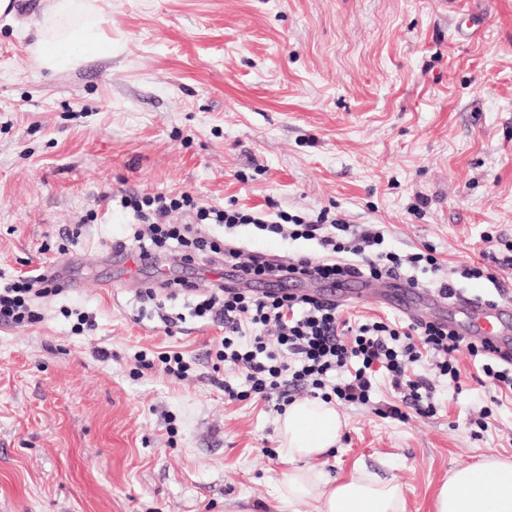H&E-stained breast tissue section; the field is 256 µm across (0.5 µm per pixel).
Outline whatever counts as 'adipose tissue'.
I'll list each match as a JSON object with an SVG mask.
<instances>
[{"label": "adipose tissue", "instance_id": "adipose-tissue-1", "mask_svg": "<svg viewBox=\"0 0 512 512\" xmlns=\"http://www.w3.org/2000/svg\"><path fill=\"white\" fill-rule=\"evenodd\" d=\"M37 28L34 55L52 72L112 52L89 0H49ZM342 424L334 404L304 399L288 406L279 433V452L289 465L277 490L280 502L308 498L317 512H406L403 492L391 480L362 468L336 479L315 467L335 447ZM435 512H512V460L493 458L451 472L436 494Z\"/></svg>", "mask_w": 512, "mask_h": 512}]
</instances>
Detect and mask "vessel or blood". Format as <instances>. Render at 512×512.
<instances>
[{"mask_svg":"<svg viewBox=\"0 0 512 512\" xmlns=\"http://www.w3.org/2000/svg\"><path fill=\"white\" fill-rule=\"evenodd\" d=\"M325 298L335 301L371 298L390 304L415 322H437L473 340L489 342L504 356L512 355V294L491 303L476 296L447 300L438 293L415 288L400 278L351 279L348 287L329 289Z\"/></svg>","mask_w":512,"mask_h":512,"instance_id":"1","label":"vessel or blood"}]
</instances>
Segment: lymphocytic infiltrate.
<instances>
[{
  "label": "lymphocytic infiltrate",
  "mask_w": 512,
  "mask_h": 512,
  "mask_svg": "<svg viewBox=\"0 0 512 512\" xmlns=\"http://www.w3.org/2000/svg\"><path fill=\"white\" fill-rule=\"evenodd\" d=\"M120 205L132 211L136 225L130 235L113 241L114 253L151 256L162 250L174 260L203 269L231 266L247 281L333 282L351 276L379 280L409 268L414 272L409 282L414 285L417 272L434 273L440 266L431 245L407 255L386 251L383 231H355L325 210L308 221L275 209L256 212L232 203L221 208L205 206L186 193L144 198L124 193ZM179 210L194 211V223H170V214ZM206 224L228 229L251 224L271 235L314 241L320 253L278 263L229 241L209 238L202 230ZM62 289L56 271L40 267L25 272L0 289V322L33 321L34 298ZM193 314L223 327L217 361L244 371L251 393L272 402L278 412L304 395L346 406L368 405L376 375L383 372L399 396L396 404L386 408V415L396 419L411 412L429 416L435 387L429 379L411 377L409 367L430 355L439 375L460 387L461 371L449 356L462 349L480 360L486 378L512 394V360L495 356L487 342H464L433 322L353 323L342 319L336 303L328 300L288 293L258 296L220 283L195 304Z\"/></svg>",
  "instance_id": "1"
}]
</instances>
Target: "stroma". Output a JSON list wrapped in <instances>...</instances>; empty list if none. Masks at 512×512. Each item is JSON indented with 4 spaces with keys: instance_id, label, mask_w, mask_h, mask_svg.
I'll return each mask as SVG.
<instances>
[{
    "instance_id": "stroma-1",
    "label": "stroma",
    "mask_w": 512,
    "mask_h": 512,
    "mask_svg": "<svg viewBox=\"0 0 512 512\" xmlns=\"http://www.w3.org/2000/svg\"><path fill=\"white\" fill-rule=\"evenodd\" d=\"M112 53L60 72L41 68L34 24L46 0L0 16V282L52 261L66 290L38 317L0 322V512H315L283 507L288 471L279 413L213 370L222 331L185 314L167 334L141 291L167 279L212 282L163 256L126 270L113 240L133 217L112 201L187 191L201 202L321 209L383 230L402 254L436 247L458 291H512L460 268L512 242V0H94ZM79 229V237L68 232ZM210 235L291 257L314 242L253 226ZM97 329H76L78 314ZM183 352L186 379L138 366L137 353ZM463 390L436 379L435 412L379 413L396 395L345 407L317 465L394 481L406 512H434L450 470L512 457V395L453 355ZM485 427H478L479 418Z\"/></svg>"
}]
</instances>
